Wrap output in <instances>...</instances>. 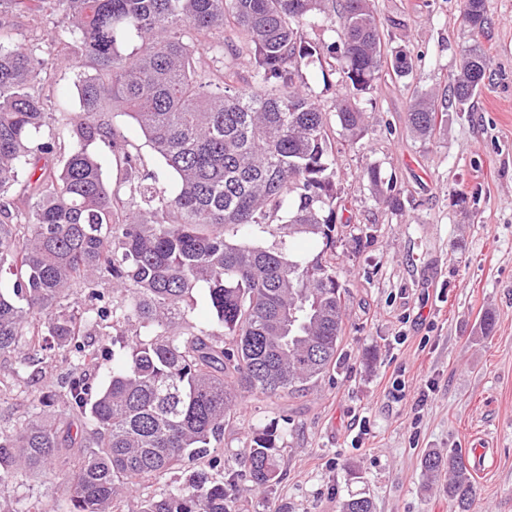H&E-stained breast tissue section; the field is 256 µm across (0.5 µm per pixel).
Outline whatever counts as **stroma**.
Wrapping results in <instances>:
<instances>
[{"label": "stroma", "mask_w": 512, "mask_h": 512, "mask_svg": "<svg viewBox=\"0 0 512 512\" xmlns=\"http://www.w3.org/2000/svg\"><path fill=\"white\" fill-rule=\"evenodd\" d=\"M390 49L416 65L412 75L387 73L366 94L373 120L351 143L331 127L336 182L342 197L336 224L339 277L346 289V331L336 364L306 393L278 398L243 394L220 448L232 455L252 428L284 424L281 479L264 493H243L244 512H339L353 496H369L375 512H452L441 481L428 479L421 458L488 442L486 472L471 512H512V0H486L479 34L464 26L459 0H372ZM306 42L322 48L320 62L299 79L322 110L341 93L335 17L316 15ZM197 46L195 66L208 75L233 65L239 86L251 82L248 53L230 57ZM491 59L490 79L469 109L449 105L433 138L406 125L417 92L444 95L472 41ZM75 74L50 70L44 91L57 122L79 110ZM114 124L158 188L175 178L130 118ZM379 163L402 207L382 204L362 177ZM492 313L490 334L480 317ZM64 367L54 364L14 378L0 359V424L27 411L33 395L53 388ZM406 385L404 399L389 390ZM430 396L423 410L415 400ZM39 498L47 512H65L66 489L52 472L32 474L4 503Z\"/></svg>", "instance_id": "35a3bbf8"}]
</instances>
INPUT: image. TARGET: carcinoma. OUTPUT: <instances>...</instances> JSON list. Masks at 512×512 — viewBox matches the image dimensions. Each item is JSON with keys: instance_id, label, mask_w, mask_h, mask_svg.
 Listing matches in <instances>:
<instances>
[{"instance_id": "cac0c4a2", "label": "carcinoma", "mask_w": 512, "mask_h": 512, "mask_svg": "<svg viewBox=\"0 0 512 512\" xmlns=\"http://www.w3.org/2000/svg\"><path fill=\"white\" fill-rule=\"evenodd\" d=\"M62 7L54 43L8 39L16 12ZM332 12L339 41L331 47L346 93L334 112L353 141L368 132L361 94L385 64L413 73L410 56L388 53L370 0H0V357L13 373L69 356L53 389L33 396L37 412L0 427V494L27 471L50 467L70 485L75 512H122L123 499L144 481L182 470L167 493L138 512H240L242 487L265 492L280 479L274 424L252 430L232 465L215 455L241 393L278 397L304 392L336 365L342 338L344 288L337 272L335 158L327 113L297 84L302 62L321 56L302 41L317 13ZM464 24L485 22V0H461ZM230 28L235 40L217 48L250 53L253 86L236 85L228 66L216 81L195 69V33ZM138 52L124 54L130 32ZM64 63L75 71L80 111L62 124L69 148L37 141L54 116L42 93L43 74ZM490 59L480 42L451 77L453 99L470 104L484 86ZM132 118L176 179L171 193L147 183L140 159L113 125L114 107ZM442 103L417 95L407 122L419 137L437 129ZM115 156L140 208H115L120 188L103 177L92 147ZM28 204L14 206L18 174ZM364 178L393 208V181L369 164ZM278 217V223L267 220ZM275 238L267 245L263 235ZM318 238L304 253L286 239ZM203 287L213 329L196 330L189 299ZM112 334V377L92 372ZM80 425L74 456L53 409ZM427 477H448L455 512H470L477 486L469 459L448 450L425 453ZM226 468L229 478L212 471ZM340 512H374L367 496Z\"/></svg>"}]
</instances>
